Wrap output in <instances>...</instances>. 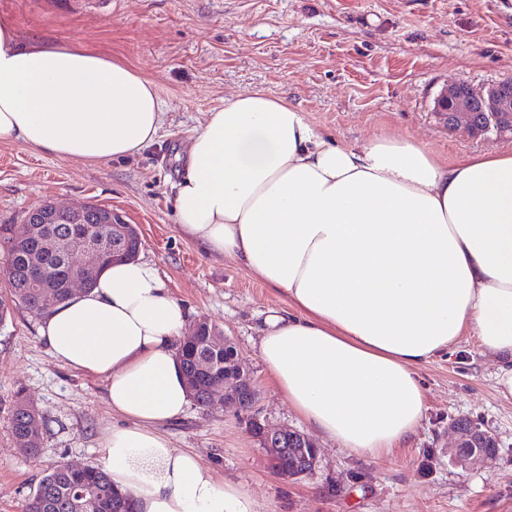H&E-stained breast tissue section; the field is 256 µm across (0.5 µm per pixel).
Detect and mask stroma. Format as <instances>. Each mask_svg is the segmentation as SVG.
<instances>
[{"mask_svg":"<svg viewBox=\"0 0 512 512\" xmlns=\"http://www.w3.org/2000/svg\"><path fill=\"white\" fill-rule=\"evenodd\" d=\"M0 17L21 42L83 46L128 64L167 102L156 141L127 159L94 164L0 141V224L20 223L48 202L120 212L138 228L140 258L189 321H208L236 344L258 383L253 415L190 405L160 427L172 447L247 492L256 512H512V403L497 395V364L472 336L420 368L428 411L414 438L363 459L320 437L311 474L276 476L249 419L309 430L259 351L260 322L288 301L254 273L204 253L174 214L191 138L236 93L288 99L351 146L410 137L451 161L511 151L512 137L449 129L433 102L459 81H512V0H0ZM39 326L20 306L0 324V512H22L60 464L100 465L101 436L124 422L105 380L58 363ZM19 396L46 417L34 453L10 432ZM459 419L493 432L490 464L463 468L450 459L448 427Z\"/></svg>","mask_w":512,"mask_h":512,"instance_id":"35a3bbf8","label":"stroma"}]
</instances>
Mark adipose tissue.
<instances>
[{"label": "adipose tissue", "mask_w": 512, "mask_h": 512, "mask_svg": "<svg viewBox=\"0 0 512 512\" xmlns=\"http://www.w3.org/2000/svg\"><path fill=\"white\" fill-rule=\"evenodd\" d=\"M166 103L149 78L84 48L18 40L0 20V141L65 159L138 155ZM202 251L228 257L288 301L259 350L293 409L352 454L377 458L416 435L419 369L463 334L497 362L512 400V152L453 162L410 138L351 147L260 91L209 112L174 202ZM186 313L140 259L101 269L49 308L40 332L60 363L107 383L101 459L138 512H255L161 424L191 396L177 356Z\"/></svg>", "instance_id": "ef3b65f1"}]
</instances>
